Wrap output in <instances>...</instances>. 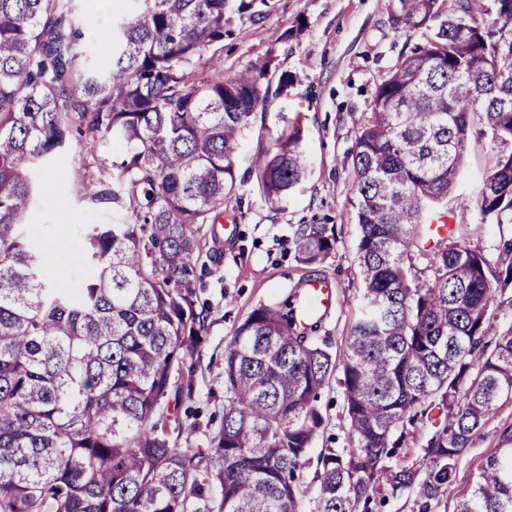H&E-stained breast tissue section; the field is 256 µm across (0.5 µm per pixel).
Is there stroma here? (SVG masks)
I'll return each mask as SVG.
<instances>
[{
  "instance_id": "1",
  "label": "stroma",
  "mask_w": 512,
  "mask_h": 512,
  "mask_svg": "<svg viewBox=\"0 0 512 512\" xmlns=\"http://www.w3.org/2000/svg\"><path fill=\"white\" fill-rule=\"evenodd\" d=\"M263 18L230 13L229 36L216 53L225 75L265 70L287 77L279 95L270 97L246 133L237 163V186L224 203L219 223L203 226L194 274L199 301L209 310V326L195 372L192 412L183 417V448H208L224 420V350L252 309L274 303L302 287L310 275L331 281L337 307L326 315L321 333L331 349H339L359 311L362 282L356 262L358 226L346 207L353 171L351 152L355 121L370 103L375 84L395 63L406 35L389 22L390 0H273ZM134 0H88L81 26L95 39L94 53L107 61L112 50L103 36L116 16L129 14ZM299 122L307 164L306 180L272 211L259 187L253 156L288 122ZM122 152L110 138L88 140L73 135L68 149L46 167L40 181L52 187L64 208L44 202L25 219L31 238L43 255L70 256L67 284L77 287L84 276L80 254L84 237L96 224L121 221L110 205L94 204L78 192L80 176L101 177ZM493 157L475 150L465 157L452 209L458 240L494 257L501 238L512 228L482 223L478 200ZM304 224H329L336 247L318 266L300 264L293 237ZM344 399L337 379L319 393L323 416L305 462L301 482L309 497L320 487L317 458L322 449L346 445ZM512 423V403L504 404L466 449L459 475L433 512H453L471 487L480 462L496 447L503 424Z\"/></svg>"
}]
</instances>
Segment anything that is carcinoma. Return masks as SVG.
<instances>
[{"instance_id": "obj_1", "label": "carcinoma", "mask_w": 512, "mask_h": 512, "mask_svg": "<svg viewBox=\"0 0 512 512\" xmlns=\"http://www.w3.org/2000/svg\"><path fill=\"white\" fill-rule=\"evenodd\" d=\"M78 0H0V512H306L297 471L341 373L347 445L321 453L315 512H358L413 490L419 512L456 479L472 437L512 402V332L490 308L512 288V239L494 260L453 237L424 248L448 215L465 155L489 134L482 223L512 224V0H390L408 34L356 120L348 198L359 226L360 311L339 353L298 324L300 295L257 305L224 350V423L210 448H180L170 402L194 392L208 314L192 277L197 236L236 189L237 153L279 90L263 71L224 76L227 0H136L112 24V59L92 62ZM261 18L270 0H236ZM209 71L191 80L197 68ZM110 136L124 157L83 197L126 213L98 224L78 288L43 274L24 231L35 176L73 129ZM293 123L254 159L271 208L306 179ZM325 224L297 230V259L335 250ZM431 255L426 273L413 256ZM439 404L424 467L389 464L407 414ZM222 490L214 502L208 486ZM457 512H512V424Z\"/></svg>"}]
</instances>
